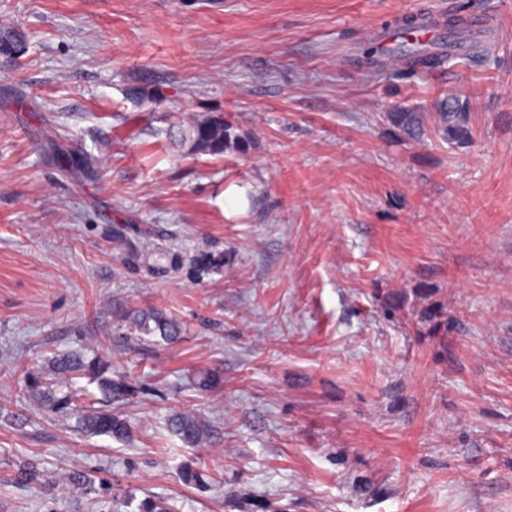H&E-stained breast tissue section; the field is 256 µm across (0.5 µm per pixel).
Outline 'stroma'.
<instances>
[{"label": "stroma", "mask_w": 512, "mask_h": 512, "mask_svg": "<svg viewBox=\"0 0 512 512\" xmlns=\"http://www.w3.org/2000/svg\"><path fill=\"white\" fill-rule=\"evenodd\" d=\"M424 11L482 18L493 55L358 67ZM5 23L27 48L0 55V512H512V0H0ZM449 93L470 144L388 130ZM208 111L246 147L165 135ZM56 143L97 174L60 172ZM117 224L180 267H129ZM145 306L181 338L123 340L115 313ZM50 350L134 376L128 441L29 399ZM175 411L209 424L203 447L169 433ZM23 461L37 483L12 484ZM75 469L104 486L57 491Z\"/></svg>", "instance_id": "35a3bbf8"}]
</instances>
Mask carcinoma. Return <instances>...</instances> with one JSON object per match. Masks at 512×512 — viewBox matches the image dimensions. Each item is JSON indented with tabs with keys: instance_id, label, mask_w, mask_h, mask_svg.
Listing matches in <instances>:
<instances>
[{
	"instance_id": "1",
	"label": "carcinoma",
	"mask_w": 512,
	"mask_h": 512,
	"mask_svg": "<svg viewBox=\"0 0 512 512\" xmlns=\"http://www.w3.org/2000/svg\"><path fill=\"white\" fill-rule=\"evenodd\" d=\"M443 27L456 34L459 42L450 43L446 47H414L388 58L376 53L365 58L363 63L385 70L391 75L415 77L445 67L459 44L472 56H485L490 53V47L477 40L471 32L468 17L452 16L446 19ZM385 119L396 135L410 141H421L430 131L450 146L465 145L472 137L470 114L466 112V104L453 95L438 99L431 112H417L412 108L397 106L385 113ZM166 134L169 138L176 139L187 155L221 156L228 149L245 148V141L236 133L233 125L215 112L192 114L166 130ZM118 317L121 318L127 335L138 340L148 336L172 342L183 334L182 322L175 315L160 308L125 310L119 312ZM48 364L53 381L36 380L29 383V397L33 402L59 412L76 402L81 409L79 426L83 434L108 436L116 440L128 437L126 420L112 410L108 403L127 402L135 389L126 378L110 376L109 361H87L78 352H67L51 356ZM80 378L97 382L107 405L97 407L94 402L84 400L87 392L85 388L77 385ZM63 387L66 388V394L57 396V390ZM167 426L174 436L189 447L204 444L209 434L208 425L196 414L189 412L170 415ZM38 479L37 467L25 462L18 466L12 481L24 485ZM140 512H177V509L163 498L149 497L141 502Z\"/></svg>"
}]
</instances>
